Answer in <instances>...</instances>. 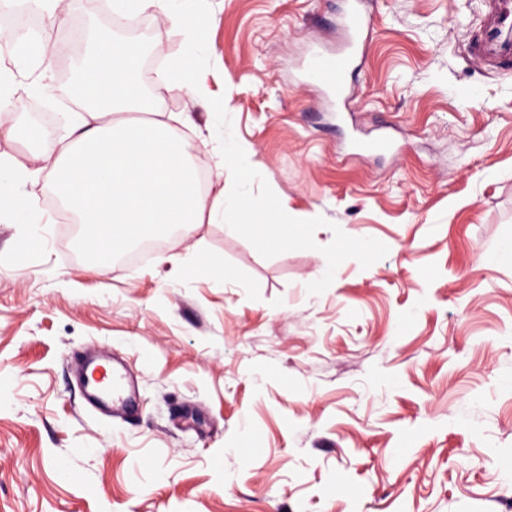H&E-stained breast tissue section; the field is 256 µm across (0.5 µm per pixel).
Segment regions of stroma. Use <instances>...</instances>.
Returning <instances> with one entry per match:
<instances>
[{"mask_svg":"<svg viewBox=\"0 0 512 512\" xmlns=\"http://www.w3.org/2000/svg\"><path fill=\"white\" fill-rule=\"evenodd\" d=\"M354 3L371 29L338 112L303 64ZM199 6L208 96L159 92L186 35L152 14L135 17L157 48L138 81L186 118L211 193L308 229L263 246L204 223L103 267L49 176L29 182L34 246L0 216V512H512V70L467 51L486 0ZM1 68L0 155L37 149L41 115L63 135L70 64ZM227 137L254 150L248 187L229 164L213 177ZM205 255L229 278L196 272ZM91 347L135 375L136 414L85 403L72 356Z\"/></svg>","mask_w":512,"mask_h":512,"instance_id":"stroma-1","label":"stroma"}]
</instances>
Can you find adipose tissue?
I'll return each instance as SVG.
<instances>
[{
	"label": "adipose tissue",
	"instance_id": "1",
	"mask_svg": "<svg viewBox=\"0 0 512 512\" xmlns=\"http://www.w3.org/2000/svg\"><path fill=\"white\" fill-rule=\"evenodd\" d=\"M112 0L121 16L158 9L159 17L187 32L177 66L159 71V86L172 95L205 97L196 80V40L207 19L198 0ZM141 49L112 39L94 43L90 61L75 68L77 95L84 112L65 145L42 136L29 161L0 158V213L36 217L38 198L24 185L49 170L60 202L85 231L83 248L100 265L127 244L190 232L197 224L228 223L234 232L266 229L285 246L301 225H289L273 207H256L242 196L210 195L200 189L192 165V145L176 133L172 118L145 96L136 80Z\"/></svg>",
	"mask_w": 512,
	"mask_h": 512
}]
</instances>
